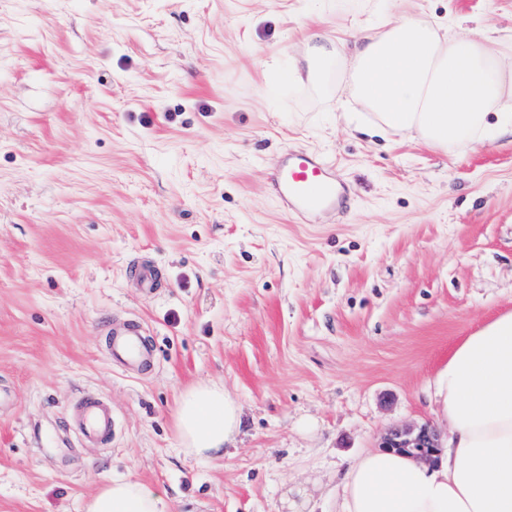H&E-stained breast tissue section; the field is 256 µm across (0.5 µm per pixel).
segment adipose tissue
Masks as SVG:
<instances>
[{"label":"adipose tissue","instance_id":"1","mask_svg":"<svg viewBox=\"0 0 512 512\" xmlns=\"http://www.w3.org/2000/svg\"><path fill=\"white\" fill-rule=\"evenodd\" d=\"M310 79L340 64L354 101L379 132L416 135L443 151L462 150L512 129V69L493 38L462 37L439 23L404 15L368 26L351 50L312 34ZM444 448L428 466L389 449L350 462L338 512H512V312L456 345L433 377ZM240 424L237 402L202 383L177 400L183 448L220 456ZM85 512H169L166 500L139 482L115 479L90 495Z\"/></svg>","mask_w":512,"mask_h":512}]
</instances>
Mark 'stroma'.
<instances>
[{
  "label": "stroma",
  "instance_id": "stroma-1",
  "mask_svg": "<svg viewBox=\"0 0 512 512\" xmlns=\"http://www.w3.org/2000/svg\"><path fill=\"white\" fill-rule=\"evenodd\" d=\"M403 13L482 29L512 65V0H0V512H83L120 478L170 512L299 491L334 512L347 460L437 427L435 372L512 311V136L434 150L367 131L341 73L290 77L311 32ZM291 150L332 162L346 207L278 203ZM116 324L149 365L112 361ZM203 382L239 406L220 459L174 427ZM83 429L90 439H105L112 430V416L96 403H86Z\"/></svg>",
  "mask_w": 512,
  "mask_h": 512
}]
</instances>
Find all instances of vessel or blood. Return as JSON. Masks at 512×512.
I'll return each mask as SVG.
<instances>
[{
    "label": "vessel or blood",
    "instance_id": "vessel-or-blood-1",
    "mask_svg": "<svg viewBox=\"0 0 512 512\" xmlns=\"http://www.w3.org/2000/svg\"><path fill=\"white\" fill-rule=\"evenodd\" d=\"M273 186L276 197L297 214L340 204L347 195L329 164L304 151L291 152L283 158L273 177ZM111 356L123 366H142L151 360L152 349L142 333L131 328L113 334ZM83 429L90 439H105L112 430V417L96 403H86Z\"/></svg>",
    "mask_w": 512,
    "mask_h": 512
}]
</instances>
